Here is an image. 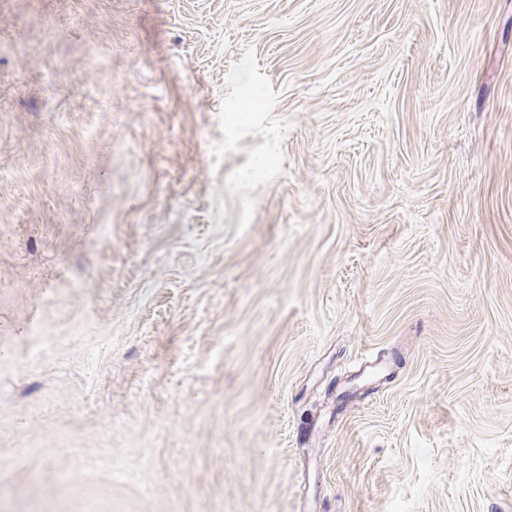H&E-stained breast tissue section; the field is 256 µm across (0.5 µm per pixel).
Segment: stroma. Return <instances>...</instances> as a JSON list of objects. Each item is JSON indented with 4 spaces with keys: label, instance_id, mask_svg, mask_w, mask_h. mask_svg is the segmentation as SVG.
Returning <instances> with one entry per match:
<instances>
[{
    "label": "stroma",
    "instance_id": "1",
    "mask_svg": "<svg viewBox=\"0 0 512 512\" xmlns=\"http://www.w3.org/2000/svg\"><path fill=\"white\" fill-rule=\"evenodd\" d=\"M0 512H512V0H0Z\"/></svg>",
    "mask_w": 512,
    "mask_h": 512
}]
</instances>
